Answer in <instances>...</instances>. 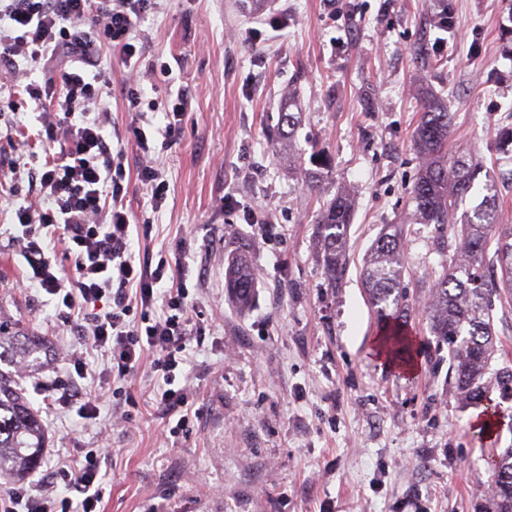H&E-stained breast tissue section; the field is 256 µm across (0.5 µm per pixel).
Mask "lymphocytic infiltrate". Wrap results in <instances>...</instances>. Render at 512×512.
Masks as SVG:
<instances>
[{
  "mask_svg": "<svg viewBox=\"0 0 512 512\" xmlns=\"http://www.w3.org/2000/svg\"><path fill=\"white\" fill-rule=\"evenodd\" d=\"M152 0H0V69H16L19 60L54 61L68 51L69 69L62 87L28 84L39 106L45 140L54 146L51 162L30 166L42 205L21 204L13 214L21 229L20 254L31 281L53 302L61 321L87 345L107 351L112 369L126 377L148 351H157L154 371L164 385L155 404L172 416L185 405L174 383L183 362L191 308L188 291L166 260H137L132 250L130 215L123 203L126 177L121 156L106 141L95 116L111 78H87L95 40L120 47L128 69H136L138 50L132 33ZM75 258L74 272L55 260L57 252ZM161 314H154L156 302ZM140 305L143 324L129 321ZM101 453L59 459L53 480L32 491H0V512H97L104 496ZM64 493H56V483Z\"/></svg>",
  "mask_w": 512,
  "mask_h": 512,
  "instance_id": "1",
  "label": "lymphocytic infiltrate"
}]
</instances>
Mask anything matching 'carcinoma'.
<instances>
[{"instance_id":"obj_1","label":"carcinoma","mask_w":512,"mask_h":512,"mask_svg":"<svg viewBox=\"0 0 512 512\" xmlns=\"http://www.w3.org/2000/svg\"><path fill=\"white\" fill-rule=\"evenodd\" d=\"M451 115L431 101L424 102L415 140L422 162L412 190L420 223L433 224L439 249L448 253V266L431 273L425 304L429 331L448 346L460 396L469 402L487 401V385H496L503 398L512 397V368H492L495 352V302L512 303V225L499 223L498 191L488 179L483 200L472 213L457 218L479 172L473 156L448 154ZM301 115L279 113L275 143L294 142ZM352 204L342 190L322 200L314 223L320 233L321 260L327 286L336 287L346 262V228ZM405 242L398 224H388L377 238L362 270L364 286L376 311L386 317L406 307L403 253ZM225 288L236 303L249 304L255 279L247 256L239 253L228 262ZM385 343L394 354H411L414 339L404 326L392 321ZM44 342L37 336H19L0 328V364H22L37 369ZM45 428L31 408L17 380L0 371V473L25 476L41 463ZM493 459L490 494L493 512H512V448Z\"/></svg>"}]
</instances>
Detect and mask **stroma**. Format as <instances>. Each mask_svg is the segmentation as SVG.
Returning <instances> with one entry per match:
<instances>
[{"mask_svg":"<svg viewBox=\"0 0 512 512\" xmlns=\"http://www.w3.org/2000/svg\"><path fill=\"white\" fill-rule=\"evenodd\" d=\"M445 11L448 31L436 26ZM132 37L141 67L162 61L171 73L145 75L140 113L126 111L127 68L102 46L100 69L112 79L105 132L126 156L136 252L181 263L192 320L176 384L187 392V421L157 410V374L114 380L95 349L85 353L84 385L108 394L99 419L49 407L31 390L36 379L66 386L76 338L26 281L5 210L13 190L32 201L38 193L18 171L0 186V326L48 342L42 367L19 372L46 428L42 463L23 486L46 480L58 454L103 448L101 512H488L487 461L491 447L512 446V399L483 439L474 427L483 407L460 400L448 348L423 314L428 275L448 256L410 198L421 102L435 99L452 116L449 152L482 166L465 209L491 178L500 220L512 224V0H157ZM23 68L0 91V172L47 157L14 104L30 81L60 82L64 63ZM180 93L188 110L166 141L164 114ZM292 101L301 129L293 151H278L268 129ZM133 125L166 184L158 210L137 176ZM315 152L327 159L324 194L346 190L353 205L349 262L334 290L319 261V202L306 190ZM248 208L258 223H245ZM388 224L406 233L411 376L380 354L384 324L360 279ZM243 249L255 277L245 310L224 288L226 261ZM123 413L126 422L104 429L102 419Z\"/></svg>","mask_w":512,"mask_h":512,"instance_id":"obj_1","label":"stroma"}]
</instances>
